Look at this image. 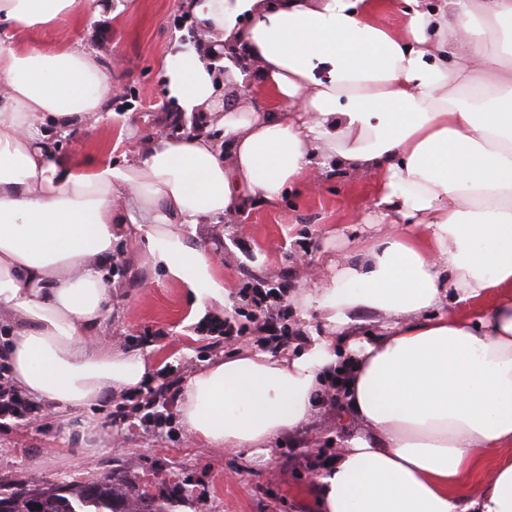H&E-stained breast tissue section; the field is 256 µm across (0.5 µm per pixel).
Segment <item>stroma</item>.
I'll return each mask as SVG.
<instances>
[{
  "mask_svg": "<svg viewBox=\"0 0 512 512\" xmlns=\"http://www.w3.org/2000/svg\"><path fill=\"white\" fill-rule=\"evenodd\" d=\"M85 14L60 31L37 33L50 44L64 36L102 55L117 91L110 116L95 127L60 139L62 155L80 162L120 159L122 150L158 129L176 135L187 124H171L164 88V59L173 42L194 37L184 0H112L115 14L88 0ZM373 203V179L341 170H316L312 182L284 194L272 207L197 227L200 243L215 257L229 298L241 288L262 285L291 299L309 269L324 270L331 258L353 254L360 238L375 235L366 223ZM110 266L112 311L105 338L121 346H150L157 356L156 384L186 380L221 354L253 346L250 338L228 340L224 321L234 309H216L188 323L190 302L177 282L151 272L143 243H120ZM129 416H115V403L78 416L36 420L0 416V480L36 478L84 482L124 468L150 478L154 495L173 503L174 512H315L316 475L335 457L345 437L362 428L344 407L319 401L313 422L269 445L267 460L243 451L195 442L181 423L176 399L166 403L167 422L155 432L142 430L141 412L128 403ZM102 436L99 448L84 447V426Z\"/></svg>",
  "mask_w": 512,
  "mask_h": 512,
  "instance_id": "35a3bbf8",
  "label": "stroma"
}]
</instances>
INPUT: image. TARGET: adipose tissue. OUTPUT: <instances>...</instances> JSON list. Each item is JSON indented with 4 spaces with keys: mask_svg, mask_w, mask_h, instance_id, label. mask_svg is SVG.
<instances>
[{
    "mask_svg": "<svg viewBox=\"0 0 512 512\" xmlns=\"http://www.w3.org/2000/svg\"><path fill=\"white\" fill-rule=\"evenodd\" d=\"M402 24L390 29L381 6ZM87 0H0V360L14 389L80 415L152 379L150 351L101 340L119 241L138 234L190 316L228 302L198 225L278 200L315 167L375 179L378 237L292 301L323 330L248 347L182 383L213 448L266 455L338 380L363 431L317 478L318 512H512V0H186L195 38L165 58L197 118L120 161L59 139L108 113L98 52L33 32ZM381 316L366 331L369 316Z\"/></svg>",
    "mask_w": 512,
    "mask_h": 512,
    "instance_id": "ef3b65f1",
    "label": "adipose tissue"
}]
</instances>
